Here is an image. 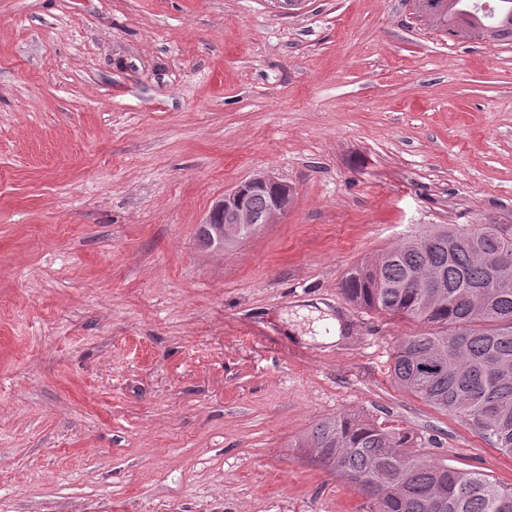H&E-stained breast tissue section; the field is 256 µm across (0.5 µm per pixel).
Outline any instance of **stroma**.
I'll list each match as a JSON object with an SVG mask.
<instances>
[{"mask_svg":"<svg viewBox=\"0 0 512 512\" xmlns=\"http://www.w3.org/2000/svg\"><path fill=\"white\" fill-rule=\"evenodd\" d=\"M256 175L286 216L198 229ZM512 211V43L409 0H0V512H370L299 443L343 412L512 486L399 390L417 323L348 272Z\"/></svg>","mask_w":512,"mask_h":512,"instance_id":"obj_1","label":"stroma"}]
</instances>
